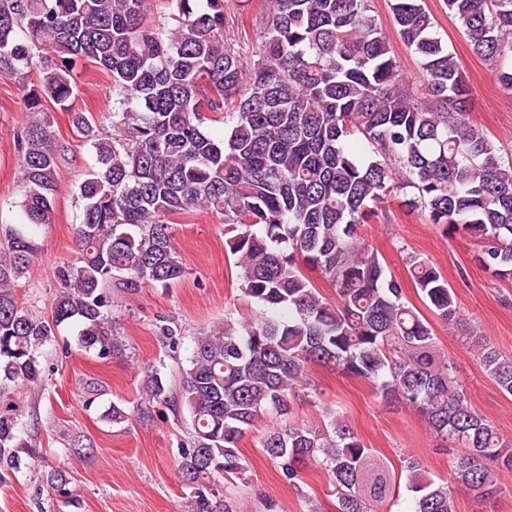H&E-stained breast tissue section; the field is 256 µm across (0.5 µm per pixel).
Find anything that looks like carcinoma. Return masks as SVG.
Wrapping results in <instances>:
<instances>
[{"mask_svg":"<svg viewBox=\"0 0 512 512\" xmlns=\"http://www.w3.org/2000/svg\"><path fill=\"white\" fill-rule=\"evenodd\" d=\"M372 2L262 0L260 46L245 63L225 44L224 0H159L156 18L148 0H0V76L26 90L25 111H44L48 97L69 113L97 160L78 186L75 259L58 270L51 317L35 316L19 306L15 283L39 254L26 228L53 223L68 146L47 116L20 132L25 222L0 244V397L41 380L38 351L63 323L76 324L77 344L98 357L123 353L112 289H167L186 276L169 227L182 212L217 217L241 293L288 313L226 317L200 334L175 392L159 370L146 372L139 418L162 403L190 417L191 437L178 448L185 512H245L217 479H247L239 442L268 411L291 416V396L313 364L366 381L464 449L452 473L476 498L501 489V469L512 472L509 442L471 407L431 325L359 233L377 203L396 194L445 234L471 237L478 262L512 281V158L470 120L468 76L425 0H388L395 32L422 69L417 85L399 78ZM443 3L512 95V0ZM84 62L112 77L110 135L73 106L71 73ZM35 67L42 77L31 89ZM209 120L224 121V138L205 132ZM357 137L370 147L363 161L346 149ZM404 261L437 318L458 323L448 280L416 254ZM470 344L512 395V355L480 336ZM324 413L322 426H266L260 448L296 491L305 469L318 466L331 476L336 512H377L396 483L373 472L371 449L340 411ZM29 447L18 416L0 413V482ZM400 472L414 512H455L448 484L419 462L404 460ZM46 481L68 493L66 470Z\"/></svg>","mask_w":512,"mask_h":512,"instance_id":"obj_1","label":"carcinoma"}]
</instances>
